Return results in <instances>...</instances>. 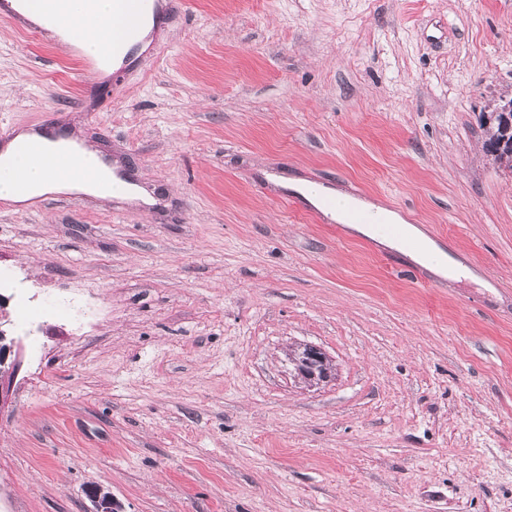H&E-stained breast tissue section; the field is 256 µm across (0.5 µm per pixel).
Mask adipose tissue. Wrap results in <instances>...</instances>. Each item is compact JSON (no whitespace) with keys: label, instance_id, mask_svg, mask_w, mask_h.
Here are the masks:
<instances>
[{"label":"adipose tissue","instance_id":"1","mask_svg":"<svg viewBox=\"0 0 512 512\" xmlns=\"http://www.w3.org/2000/svg\"><path fill=\"white\" fill-rule=\"evenodd\" d=\"M95 3L96 12L92 15L87 12L86 0H17L15 8L60 34L70 27H79L80 49L86 56L101 60L103 71L108 73L113 69L112 26L117 18L113 13V0H95ZM38 139L44 142L47 159L36 162L18 152V144ZM56 194H88L103 199L123 197L146 205L153 202L152 197L139 193L136 186L118 179L111 167L101 162L99 154L87 152L76 139L63 134L46 139L38 131H20L0 151V197L26 206ZM325 195L336 200L334 221L346 223L347 210L353 206L384 219L385 223L403 225L407 237L425 240L427 246L426 251L410 252L411 260L431 265L433 272L442 277L474 278V271L448 255L438 264H430L429 256L437 252V244L426 240L421 228L405 222L400 213L370 200L351 198L328 186L323 189L322 196ZM322 196L311 194L307 200L318 208L322 205Z\"/></svg>","mask_w":512,"mask_h":512}]
</instances>
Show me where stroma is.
Returning a JSON list of instances; mask_svg holds the SVG:
<instances>
[{"label": "stroma", "mask_w": 512, "mask_h": 512, "mask_svg": "<svg viewBox=\"0 0 512 512\" xmlns=\"http://www.w3.org/2000/svg\"><path fill=\"white\" fill-rule=\"evenodd\" d=\"M0 20V127L73 130L147 192L0 206V512H512V0H192L111 95ZM400 212L490 287L323 222ZM334 378L293 377L286 348ZM15 346V341L10 339L7 343V336L0 331V403L4 401L21 368L20 352L18 348L14 349ZM289 356L297 377L311 386L328 382L334 376L331 358L316 345L300 344L290 351Z\"/></svg>", "instance_id": "obj_1"}]
</instances>
